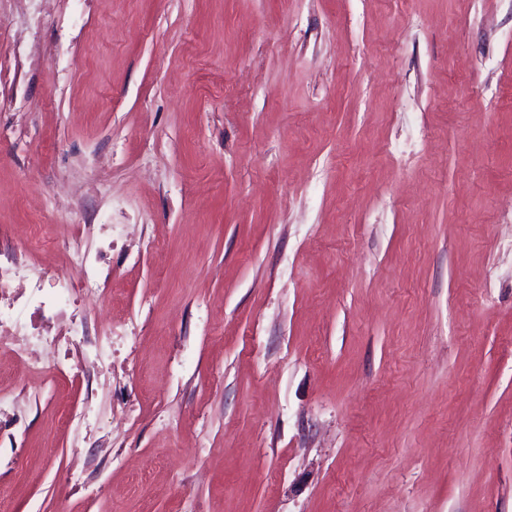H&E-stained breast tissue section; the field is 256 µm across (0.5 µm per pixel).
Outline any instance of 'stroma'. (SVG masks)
I'll list each match as a JSON object with an SVG mask.
<instances>
[{
	"instance_id": "obj_1",
	"label": "stroma",
	"mask_w": 512,
	"mask_h": 512,
	"mask_svg": "<svg viewBox=\"0 0 512 512\" xmlns=\"http://www.w3.org/2000/svg\"><path fill=\"white\" fill-rule=\"evenodd\" d=\"M37 224L13 512H512V0H0ZM78 238H73L67 246L69 266L77 272L82 288L96 294L102 301L107 299L106 288L112 279V270L106 266L100 257L95 264L89 262L88 254L78 244Z\"/></svg>"
}]
</instances>
